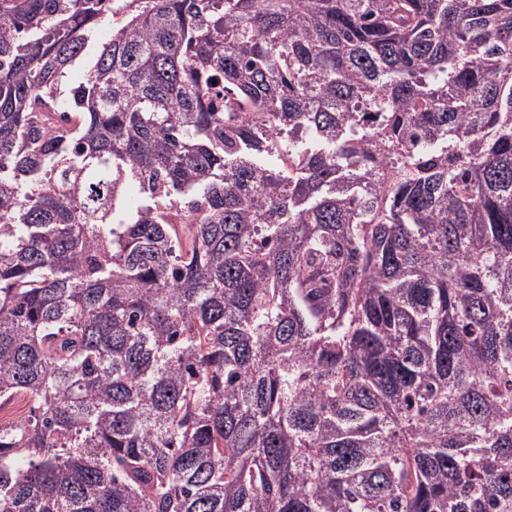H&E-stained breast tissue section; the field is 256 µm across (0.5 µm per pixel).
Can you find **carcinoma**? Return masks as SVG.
<instances>
[{
    "instance_id": "carcinoma-1",
    "label": "carcinoma",
    "mask_w": 512,
    "mask_h": 512,
    "mask_svg": "<svg viewBox=\"0 0 512 512\" xmlns=\"http://www.w3.org/2000/svg\"><path fill=\"white\" fill-rule=\"evenodd\" d=\"M17 395L0 512H512V0H0Z\"/></svg>"
}]
</instances>
